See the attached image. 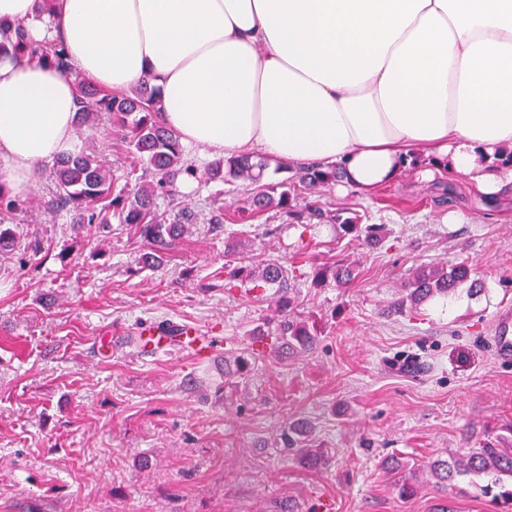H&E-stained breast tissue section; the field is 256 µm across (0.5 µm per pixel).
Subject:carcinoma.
I'll return each instance as SVG.
<instances>
[{
  "label": "carcinoma",
  "instance_id": "obj_1",
  "mask_svg": "<svg viewBox=\"0 0 512 512\" xmlns=\"http://www.w3.org/2000/svg\"><path fill=\"white\" fill-rule=\"evenodd\" d=\"M25 54L31 59L50 62L60 69L70 65L62 50L46 42L25 40L23 31L17 39L0 40V56ZM81 101L77 132L82 134L98 125L99 115L110 116L112 127L123 132L128 153L139 164L149 179L134 190L118 187V177L111 166L94 149L85 148L74 155L64 156L53 164L52 174L56 192L44 201V209L56 216L66 217L70 223L109 224L112 219L129 227L133 235L150 245L145 264L154 267L162 263L164 251L178 239L188 226L196 223L194 211L184 204L167 214L160 211L159 200H172L177 196V182L185 175L198 178L195 166L184 158L185 150L174 132L157 119L158 98L149 81H142L129 93L105 92L89 83L80 86ZM266 162H253L247 156L219 158L205 172L206 180L247 182L248 196L244 205L237 207L230 219L236 222L253 220L266 211L277 208L294 221L316 220L325 224H336L342 237H348L365 247H376L383 241L379 224H362L358 217H342L336 212H324L307 206H298L296 183L310 189L332 186L341 179L339 168H323L309 165L299 168L298 181L287 178L275 185L264 182ZM21 210V203L0 187V249L13 246L17 236L13 217ZM225 281L246 283L260 280L275 288L273 302L281 313L277 324V335L282 339V352L296 347L306 349L313 344V337L306 326L294 320L293 302L290 297L291 284L284 262L253 265L240 263L235 267L224 266ZM473 268L466 261L435 265L421 263L414 267L401 284V297L390 312L400 314L406 309H415L436 296L446 297L463 286L470 294L477 293L480 283L472 278ZM357 277L356 267L342 260L317 266L312 279L316 286L328 282L343 287ZM283 447L295 453L309 467L325 464V452L315 447L310 428L304 421L298 422L281 433ZM431 476L443 488H448L461 477L484 479L481 491L485 497L500 508V512H512V488H506L503 477L512 478V450L488 446L474 448L452 461L437 459L428 466ZM417 475L401 476L394 490L401 498H410L416 492Z\"/></svg>",
  "mask_w": 512,
  "mask_h": 512
}]
</instances>
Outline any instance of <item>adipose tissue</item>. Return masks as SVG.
Listing matches in <instances>:
<instances>
[{
  "label": "adipose tissue",
  "instance_id": "obj_1",
  "mask_svg": "<svg viewBox=\"0 0 512 512\" xmlns=\"http://www.w3.org/2000/svg\"><path fill=\"white\" fill-rule=\"evenodd\" d=\"M60 43L63 71L0 58V182L26 194L78 152V78L161 90V123L201 156L430 174L491 197L512 184V0H0V28Z\"/></svg>",
  "mask_w": 512,
  "mask_h": 512
}]
</instances>
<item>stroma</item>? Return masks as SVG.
I'll use <instances>...</instances> for the list:
<instances>
[{
    "instance_id": "stroma-1",
    "label": "stroma",
    "mask_w": 512,
    "mask_h": 512,
    "mask_svg": "<svg viewBox=\"0 0 512 512\" xmlns=\"http://www.w3.org/2000/svg\"><path fill=\"white\" fill-rule=\"evenodd\" d=\"M54 189L42 169L16 246L0 251V512L34 500L57 512H493L468 481L446 492L427 478L400 499L383 462L449 459L487 441L512 448V359L497 356L492 331L512 310V188L489 204L467 179L418 168L368 196L335 185L307 194L385 225L384 246L371 249L277 210L212 234L213 200L240 205L246 188L194 181L179 198L198 222L156 270L121 224L79 228L35 210ZM35 241L43 254L29 250ZM237 241L252 262L291 260L312 350L274 351L272 288L225 286ZM339 255L360 276L313 287L314 265ZM462 260L480 293L389 313L408 270ZM169 321L223 345L202 360L188 345L153 353L136 342L138 327ZM240 353L250 370L225 379V358ZM301 420L327 465L277 445Z\"/></svg>"
}]
</instances>
